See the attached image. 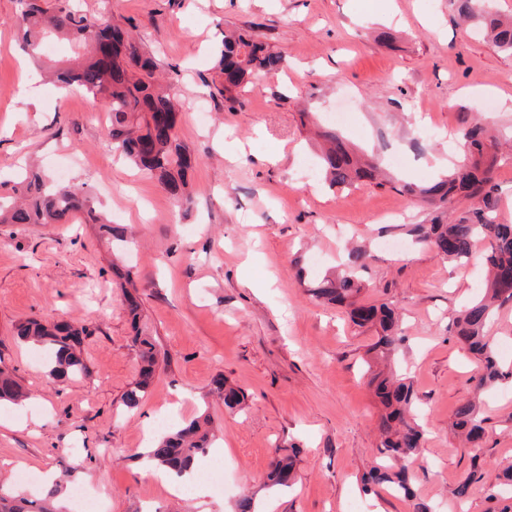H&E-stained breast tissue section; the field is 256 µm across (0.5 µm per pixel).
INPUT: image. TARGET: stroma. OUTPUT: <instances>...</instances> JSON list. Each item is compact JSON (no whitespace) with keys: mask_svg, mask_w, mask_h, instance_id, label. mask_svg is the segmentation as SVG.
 <instances>
[{"mask_svg":"<svg viewBox=\"0 0 512 512\" xmlns=\"http://www.w3.org/2000/svg\"><path fill=\"white\" fill-rule=\"evenodd\" d=\"M87 13L132 31L182 94L179 139L196 156L191 207L154 176L100 152L102 103L42 81L0 0V197L33 164L47 178L94 191L108 218L134 228L126 249L160 352V376L139 408L122 397L138 375L131 328L112 275V242L87 224H0V366L28 391L24 417L0 408V479L19 487L29 470L67 475L106 512H236L253 492L266 512L263 476L276 446L299 448L296 488L275 512H409L407 501L363 491L379 457L378 405L364 383L372 332L300 284L294 259L337 267L352 242L373 254L361 274L365 303L391 302L405 343L397 364L420 398L426 441L410 468L432 512H492L488 482L466 502L453 489L478 468L512 461V392L476 395L480 371L449 336L458 310L484 280L482 254L444 261L415 248L405 227L430 208L387 187L329 186L310 130L346 113L340 131L410 182L435 178L434 158L463 161L458 135L483 121L512 136V57L459 21L449 0H81ZM248 32L285 57L281 72L254 79L243 107L210 93L224 36ZM206 111H198V98ZM54 314L84 326L86 374L47 383V363L19 341L16 324ZM224 376L246 396L242 413L208 391ZM479 398L480 452L448 422ZM209 412L224 451L228 493L179 499L142 473L141 452L159 417L178 424Z\"/></svg>","mask_w":512,"mask_h":512,"instance_id":"35a3bbf8","label":"stroma"}]
</instances>
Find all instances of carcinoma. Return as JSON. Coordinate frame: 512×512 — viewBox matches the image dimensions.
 <instances>
[{"label": "carcinoma", "instance_id": "obj_1", "mask_svg": "<svg viewBox=\"0 0 512 512\" xmlns=\"http://www.w3.org/2000/svg\"><path fill=\"white\" fill-rule=\"evenodd\" d=\"M453 2L459 16L482 28L498 52L512 56L511 17L502 16L483 0ZM19 5L12 23L23 32L28 55L40 59L48 37L68 39L82 46L84 53L73 63L52 71L54 82L103 102L109 115L112 147L137 169L156 177L180 205L189 206L192 203L189 175L194 159L176 134L178 90L160 82L157 60L127 31L87 17L73 8L71 0H59L53 8L42 6L39 0H19ZM284 63L282 55L271 51L264 42L232 34L224 37L216 65L218 81L212 85L225 102L240 105V92L254 76L276 73ZM319 137L324 144L321 168L331 185L343 186L361 180L376 186L388 183L381 178L379 159L357 157L335 128H321ZM460 141L467 163L428 186L404 182L400 184V192L421 197L438 210L458 193L476 200V205L450 222L438 215L429 224L408 225L407 234L419 246L448 261L467 259L476 244L487 245L488 275L482 293L465 306L450 326L452 337L483 365V372L475 377V389L480 392L512 375L501 365L486 335L495 311L512 302V224L497 221L500 198L493 174L499 157L487 151L485 128L474 124L463 129ZM17 191L22 195L21 201L0 205V224H66L72 214L78 213L80 223L97 227L115 246L126 242V228L107 221L101 205L82 187L48 183L39 172L30 171L18 182ZM371 258L364 249L352 250L345 269L313 279L308 292L318 301L346 307L356 326L376 333L367 350L371 358L367 386L381 405L377 427L382 459L364 476V491L376 494L380 489H388L411 501L412 512H431L428 504L415 501L411 475L404 466L418 454L424 430L415 417L414 383L393 368L398 344L404 341L398 313L389 302L359 304L356 301L361 291L359 271L366 269ZM121 288L134 331L132 346L140 359L138 378L124 393L123 404L136 409L156 377L158 350L140 326L143 314L131 271L124 274ZM16 335L22 342L47 352L51 380L62 383L86 370L79 354L83 337L87 336L85 328L47 316L20 323ZM212 392L230 411L242 408L245 401L244 393L222 377L213 380ZM26 397L13 374L1 367L0 402L15 403ZM484 422L479 406L471 399L458 404L452 412L453 428L474 449L480 448ZM213 438L210 417L201 415L166 429L156 439L150 456L181 474L196 465ZM297 464L295 449H276L267 486L291 487ZM483 478L478 469L470 470L459 478L453 494L459 499L468 497L471 486ZM59 493L58 484L34 499L0 493V512H56L54 500Z\"/></svg>", "mask_w": 512, "mask_h": 512}]
</instances>
